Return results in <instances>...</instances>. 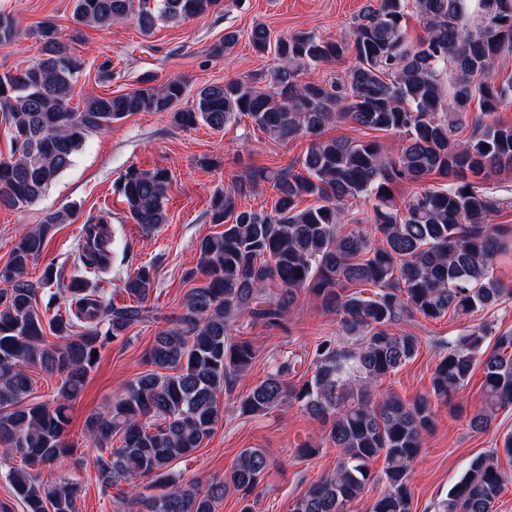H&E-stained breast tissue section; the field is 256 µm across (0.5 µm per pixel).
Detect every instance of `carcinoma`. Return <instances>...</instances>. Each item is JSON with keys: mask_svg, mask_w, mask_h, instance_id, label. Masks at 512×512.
<instances>
[{"mask_svg": "<svg viewBox=\"0 0 512 512\" xmlns=\"http://www.w3.org/2000/svg\"><path fill=\"white\" fill-rule=\"evenodd\" d=\"M219 0H73L77 23L107 28L133 20L144 34L161 21L180 23L208 14ZM426 29L415 46L405 38L406 0H376L357 18L353 40L336 43L300 32L276 43L278 64L261 88L231 80L199 88L183 107L188 85L181 78L104 97L86 93L74 107L85 62L67 51L56 25L38 30L41 54L20 74H0V120L10 132L7 158L0 157V207L20 209L40 200L72 163L88 135L138 112H170L177 125L222 130L243 117L269 137H309L305 155L272 175L258 169L276 192L269 211L238 205L242 187L212 202L211 223L224 231L199 240L204 280L186 295L185 312L154 336L145 353L150 369L124 393L87 420L96 444L92 464L103 487L125 483L122 501L138 512H215L228 488L240 492V512H253L251 495L268 472L264 448H244L224 480L177 483L171 466L211 438L224 417L218 394L232 391L253 366L256 350L237 334L240 320L279 326L299 295L336 313L339 328L355 339L342 346L326 338L315 347L310 377L288 381L297 356L284 357L265 379L235 398L241 417H262L293 403L328 423L322 439L298 448L312 458L329 444L340 449L336 468L309 486L288 512H346L375 484L384 490L372 512H412V466L434 422L432 402L452 403L475 365L482 364L481 404L470 417L477 432L512 406V332L485 346L489 329L479 325L448 341L431 379V390L404 403L373 398L377 379L414 359L420 339L390 328L405 316L437 319L472 316L498 304L512 289L491 272L493 259L512 251V226L495 223L502 200L467 179L512 171V126L494 117L512 102V80L490 79L494 62L512 52V0H478V21L466 19L465 0H412ZM253 50L268 51L270 32L256 25ZM351 54L354 64L340 81L302 82L301 71ZM480 112L471 113L473 100ZM349 120L361 127L402 135L395 154L376 141L324 140L325 126ZM470 127L468 138L454 134ZM437 173L448 178L417 192L399 207L392 187ZM172 178L166 169H127L117 191L131 218L146 233L168 223ZM305 197L315 204L301 207ZM372 206L374 234L350 225L351 201ZM71 210H48L40 224L23 229L8 262L0 267V446L19 455L24 468L8 479L26 512H78L80 487L46 484L29 470L65 456L84 459L65 438L71 404L97 364L92 351L119 340L149 312L155 273L143 264L126 275L128 301L105 304L99 281L112 269V247L89 255L76 251L69 281L49 262L42 279L27 277L47 241ZM375 287L373 295L356 290ZM66 288L60 302L52 287ZM57 341L46 342L45 331ZM60 373L50 402L31 403L29 368ZM384 460L382 472L371 465ZM512 476L499 452L472 460L448 491L444 512H495Z\"/></svg>", "mask_w": 512, "mask_h": 512, "instance_id": "cac0c4a2", "label": "carcinoma"}]
</instances>
